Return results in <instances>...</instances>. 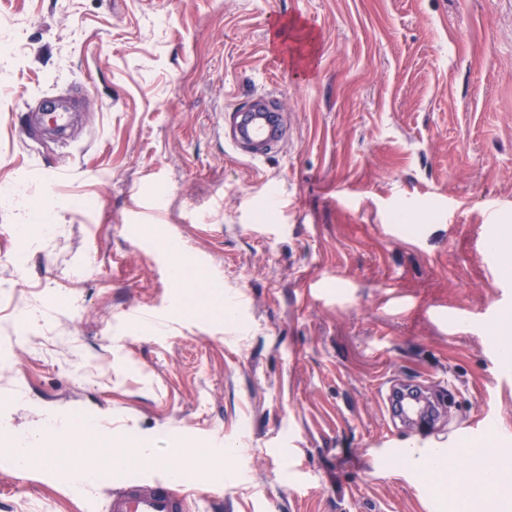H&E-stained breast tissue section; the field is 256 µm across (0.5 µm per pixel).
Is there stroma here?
<instances>
[{
  "mask_svg": "<svg viewBox=\"0 0 512 512\" xmlns=\"http://www.w3.org/2000/svg\"><path fill=\"white\" fill-rule=\"evenodd\" d=\"M0 44V186L32 205L0 204V424L111 419L192 512H427L389 443L503 482L512 0H0ZM258 95L286 135L253 161ZM46 97L78 120L19 134ZM397 380L452 392L434 436L390 422ZM72 454L0 463V502L92 512L113 478L71 488Z\"/></svg>",
  "mask_w": 512,
  "mask_h": 512,
  "instance_id": "stroma-1",
  "label": "stroma"
}]
</instances>
